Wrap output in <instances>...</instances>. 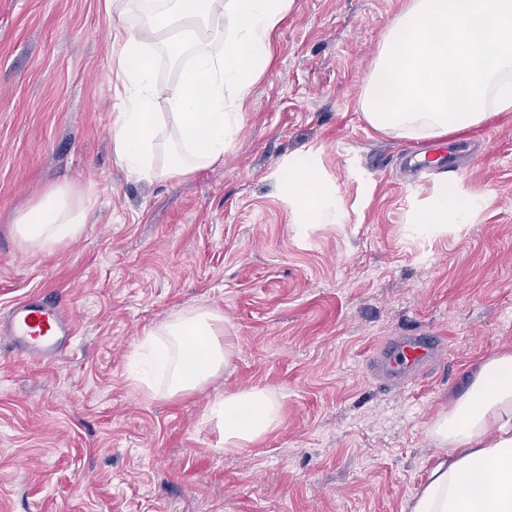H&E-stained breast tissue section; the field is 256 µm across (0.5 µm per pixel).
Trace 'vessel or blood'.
<instances>
[{"label": "vessel or blood", "mask_w": 512, "mask_h": 512, "mask_svg": "<svg viewBox=\"0 0 512 512\" xmlns=\"http://www.w3.org/2000/svg\"><path fill=\"white\" fill-rule=\"evenodd\" d=\"M452 150L449 144L434 145L415 166L425 175L454 178ZM0 336L26 360L51 364L71 347L75 318L59 302L42 295L12 306L5 323H0ZM445 349V337L409 333L377 346L371 361L383 380L403 386L417 381Z\"/></svg>", "instance_id": "obj_1"}]
</instances>
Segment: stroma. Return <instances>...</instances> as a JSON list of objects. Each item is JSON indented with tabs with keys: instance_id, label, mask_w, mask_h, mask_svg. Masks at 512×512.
<instances>
[{
	"instance_id": "1",
	"label": "stroma",
	"mask_w": 512,
	"mask_h": 512,
	"mask_svg": "<svg viewBox=\"0 0 512 512\" xmlns=\"http://www.w3.org/2000/svg\"><path fill=\"white\" fill-rule=\"evenodd\" d=\"M104 0H0V316L33 293L72 310L59 361L0 347V512H401L437 449L434 416L483 358L512 350V112L466 142L462 223L415 222L441 184L397 162L426 141L380 135L358 99L408 0H295L224 159L146 181L117 162ZM336 195L303 223L290 167ZM67 183L80 235L26 252L16 216ZM224 316L230 364L179 398L139 393L128 355L191 307ZM446 337L418 383L385 387L373 347ZM282 396V424L224 451L206 412L227 391Z\"/></svg>"
}]
</instances>
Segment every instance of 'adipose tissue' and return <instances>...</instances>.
<instances>
[{"instance_id":"adipose-tissue-1","label":"adipose tissue","mask_w":512,"mask_h":512,"mask_svg":"<svg viewBox=\"0 0 512 512\" xmlns=\"http://www.w3.org/2000/svg\"><path fill=\"white\" fill-rule=\"evenodd\" d=\"M293 0H104L115 23L110 79L120 100L110 127L117 161L145 180L175 178L220 161L243 103L272 57L271 38ZM168 59L175 81L159 82ZM170 109L155 110L158 100ZM374 131L414 140L480 127L512 112V0H409L380 44L359 99ZM167 145L168 158L155 153ZM291 192L309 197L304 220L335 218L339 201L295 167ZM91 198L56 187L15 219L21 243L51 252L81 230ZM234 355L224 317L180 312L146 332L130 376L145 394L177 398L207 385ZM209 416L224 449L252 447L282 423V400L251 387L215 398ZM438 453L402 512H512V351L484 359L466 390L432 420Z\"/></svg>"}]
</instances>
